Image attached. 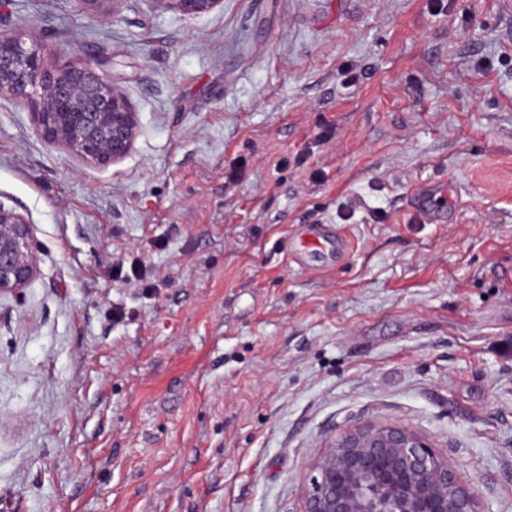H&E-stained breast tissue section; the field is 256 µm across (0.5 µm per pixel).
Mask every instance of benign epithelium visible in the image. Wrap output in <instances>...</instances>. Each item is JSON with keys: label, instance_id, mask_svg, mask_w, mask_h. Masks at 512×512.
<instances>
[{"label": "benign epithelium", "instance_id": "7a95c632", "mask_svg": "<svg viewBox=\"0 0 512 512\" xmlns=\"http://www.w3.org/2000/svg\"><path fill=\"white\" fill-rule=\"evenodd\" d=\"M107 19L125 0H75ZM184 16L208 14L223 0H154ZM26 102L46 144L106 167L140 134L122 88L92 66L57 64L24 35L0 30V99ZM31 223L0 205V296H18L38 272ZM301 512H482L480 502L430 439L403 424L368 422L338 434L313 457Z\"/></svg>", "mask_w": 512, "mask_h": 512}]
</instances>
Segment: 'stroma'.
<instances>
[{
  "mask_svg": "<svg viewBox=\"0 0 512 512\" xmlns=\"http://www.w3.org/2000/svg\"><path fill=\"white\" fill-rule=\"evenodd\" d=\"M0 27L141 127L102 168L0 100V205L41 258L0 297V512H301L368 421L512 512V0H11ZM318 221L343 251L293 260ZM82 11H91L98 14L100 18H112L119 12V8L124 0H75ZM164 10L178 12L184 16L197 17L208 14L223 4V0H154ZM454 187L450 183L439 185H426L420 187L414 196L422 214L429 223H434L440 218V212L448 206V201Z\"/></svg>",
  "mask_w": 512,
  "mask_h": 512,
  "instance_id": "1",
  "label": "stroma"
}]
</instances>
